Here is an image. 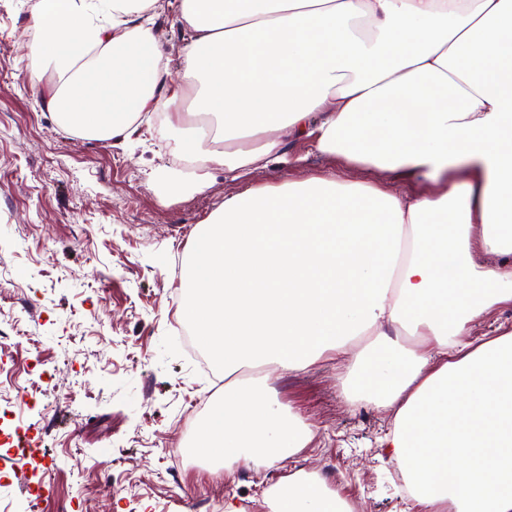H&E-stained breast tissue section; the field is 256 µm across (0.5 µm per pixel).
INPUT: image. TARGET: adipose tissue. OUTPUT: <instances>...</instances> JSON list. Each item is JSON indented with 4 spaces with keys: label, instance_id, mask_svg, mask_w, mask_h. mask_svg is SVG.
I'll use <instances>...</instances> for the list:
<instances>
[{
    "label": "adipose tissue",
    "instance_id": "ef3b65f1",
    "mask_svg": "<svg viewBox=\"0 0 512 512\" xmlns=\"http://www.w3.org/2000/svg\"><path fill=\"white\" fill-rule=\"evenodd\" d=\"M157 0H40L30 45L41 102L76 135L124 144L165 115L160 201L284 161L286 139L348 164L439 181L399 192L316 175L226 198L198 225L181 320L224 366L194 448L271 467L313 430L240 366L335 360L344 395L393 410L378 446L412 512H512V0H178L180 80ZM471 179L460 189L456 173ZM371 337L359 346L360 337ZM269 512H351L303 471ZM161 1L155 19V27L163 50L172 60L171 79L177 81L180 77L179 62L190 42V33L176 21L175 14L167 5L168 0Z\"/></svg>",
    "mask_w": 512,
    "mask_h": 512
}]
</instances>
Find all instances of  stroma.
Segmentation results:
<instances>
[{"label": "stroma", "instance_id": "1", "mask_svg": "<svg viewBox=\"0 0 512 512\" xmlns=\"http://www.w3.org/2000/svg\"><path fill=\"white\" fill-rule=\"evenodd\" d=\"M33 8L0 0V408L34 427L50 464L36 478L52 491L32 500L2 488L0 512H212L230 497L245 512H268L267 491L312 467L368 512H408L397 467L375 444L390 413L348 401L325 361L273 379L279 400L314 430L292 460L215 471L186 455L195 407L217 397L174 323L192 249L184 231L226 197L319 174L410 191L423 182L290 141L288 163L240 179L216 169L201 190L162 205L146 173L161 165L165 139L114 147L74 135L42 107L27 50ZM155 27L179 79L191 35L165 4Z\"/></svg>", "mask_w": 512, "mask_h": 512}]
</instances>
